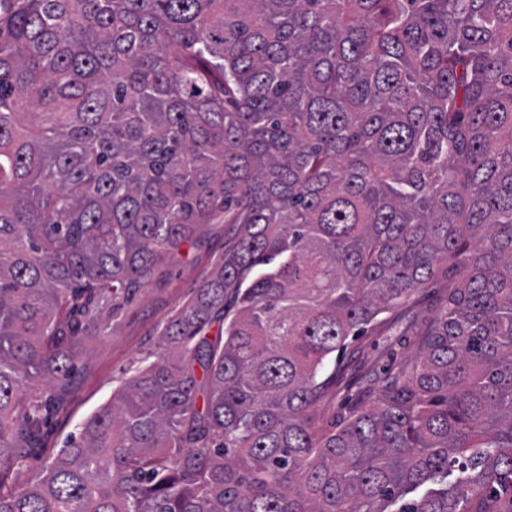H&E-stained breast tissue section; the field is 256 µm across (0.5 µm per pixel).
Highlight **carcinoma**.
<instances>
[{
    "mask_svg": "<svg viewBox=\"0 0 512 512\" xmlns=\"http://www.w3.org/2000/svg\"><path fill=\"white\" fill-rule=\"evenodd\" d=\"M160 351L0 512H512V0H0V465L198 224ZM448 300L323 427L351 337Z\"/></svg>",
    "mask_w": 512,
    "mask_h": 512,
    "instance_id": "carcinoma-1",
    "label": "carcinoma"
}]
</instances>
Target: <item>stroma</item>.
Masks as SVG:
<instances>
[{"instance_id":"35a3bbf8","label":"stroma","mask_w":512,"mask_h":512,"mask_svg":"<svg viewBox=\"0 0 512 512\" xmlns=\"http://www.w3.org/2000/svg\"><path fill=\"white\" fill-rule=\"evenodd\" d=\"M198 232L205 242L203 248H186L178 258L164 259L132 300L116 307L108 303L99 307L86 339L77 348V370L71 383L53 391V407L42 436L22 464L9 467L0 481L5 489L27 487L58 454L66 439L78 434L87 417L111 398L113 389L144 360L153 359L160 324L187 303L193 288L224 252L227 225L205 224ZM447 297L445 282L436 281L412 298L416 317L413 331L403 336L373 332L350 342L336 391L315 408V419L326 424L359 400L373 401L378 393L376 377L415 350L418 331L425 328Z\"/></svg>"}]
</instances>
